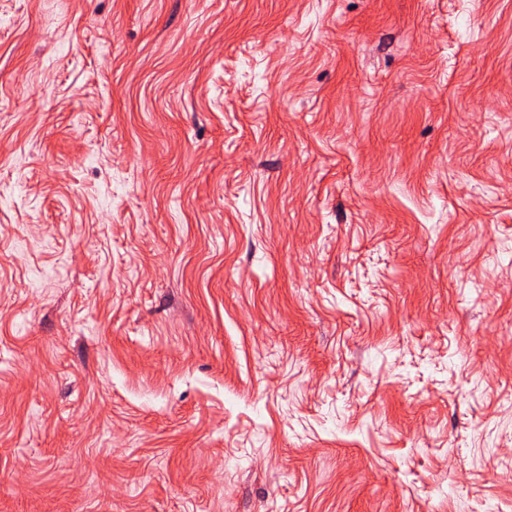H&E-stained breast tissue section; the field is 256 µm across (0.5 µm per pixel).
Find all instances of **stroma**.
Returning a JSON list of instances; mask_svg holds the SVG:
<instances>
[{
  "mask_svg": "<svg viewBox=\"0 0 512 512\" xmlns=\"http://www.w3.org/2000/svg\"><path fill=\"white\" fill-rule=\"evenodd\" d=\"M0 512H512V0H0Z\"/></svg>",
  "mask_w": 512,
  "mask_h": 512,
  "instance_id": "obj_1",
  "label": "stroma"
}]
</instances>
